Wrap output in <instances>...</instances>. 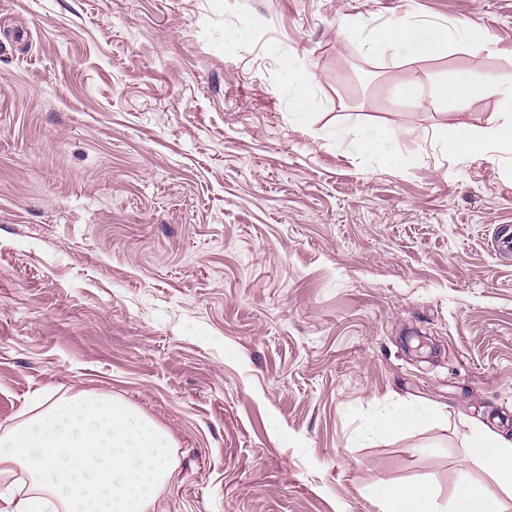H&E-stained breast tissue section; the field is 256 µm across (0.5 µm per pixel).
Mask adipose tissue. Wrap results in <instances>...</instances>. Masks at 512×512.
<instances>
[{"mask_svg":"<svg viewBox=\"0 0 512 512\" xmlns=\"http://www.w3.org/2000/svg\"><path fill=\"white\" fill-rule=\"evenodd\" d=\"M480 28L468 21L456 29L404 16L382 23L368 36L378 58L393 53L409 61L472 54ZM494 94L500 111L494 126L477 134L448 130L449 152L512 160V76L491 79L472 71L439 81L433 95L452 112ZM425 405L398 402L370 415L353 441L412 431L434 418ZM173 437L126 402L80 392L0 432V477L21 475L23 488L0 491V512H156L176 467ZM465 458L490 483L469 482L451 493L452 512H502L501 496L512 493V439L482 422H471ZM381 512H433L435 490L427 484L381 482L361 490Z\"/></svg>","mask_w":512,"mask_h":512,"instance_id":"1","label":"adipose tissue"}]
</instances>
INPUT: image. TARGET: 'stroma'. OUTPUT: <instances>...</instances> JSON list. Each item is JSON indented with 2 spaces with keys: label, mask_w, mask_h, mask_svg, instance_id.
<instances>
[{
  "label": "stroma",
  "mask_w": 512,
  "mask_h": 512,
  "mask_svg": "<svg viewBox=\"0 0 512 512\" xmlns=\"http://www.w3.org/2000/svg\"><path fill=\"white\" fill-rule=\"evenodd\" d=\"M405 15L488 44L374 58ZM474 68L512 74V0H0V429L124 400L176 443L166 512H379L378 481L448 512L489 482L464 436L512 437V162L434 133L499 100L399 93ZM397 399L438 416L351 444ZM316 80L315 76L309 75L306 79L298 84L292 94L290 100L291 110L296 123H303L306 114L312 110V101L308 93V86Z\"/></svg>",
  "instance_id": "1"
}]
</instances>
